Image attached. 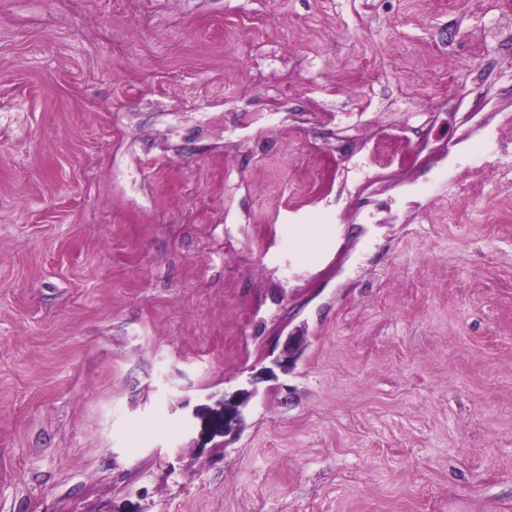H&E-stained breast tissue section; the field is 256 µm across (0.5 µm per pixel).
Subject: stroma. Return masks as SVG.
<instances>
[{
  "instance_id": "stroma-1",
  "label": "stroma",
  "mask_w": 512,
  "mask_h": 512,
  "mask_svg": "<svg viewBox=\"0 0 512 512\" xmlns=\"http://www.w3.org/2000/svg\"><path fill=\"white\" fill-rule=\"evenodd\" d=\"M509 89L512 0H0V512H512V156L336 151ZM409 130L403 125L395 124L389 132L378 137L366 138V141L361 142V151L367 152L369 158H374L376 165L373 176L365 185L366 188L389 190L397 186L393 177L395 168H407L410 163V157L401 149L402 144L409 140Z\"/></svg>"
}]
</instances>
